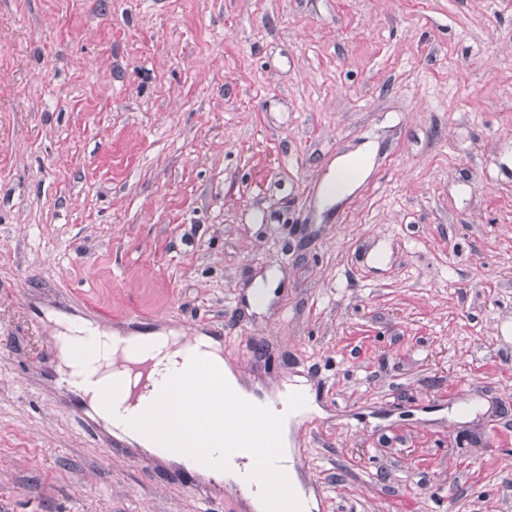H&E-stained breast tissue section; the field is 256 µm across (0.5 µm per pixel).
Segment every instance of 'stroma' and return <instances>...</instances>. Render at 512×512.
Here are the masks:
<instances>
[{
  "mask_svg": "<svg viewBox=\"0 0 512 512\" xmlns=\"http://www.w3.org/2000/svg\"><path fill=\"white\" fill-rule=\"evenodd\" d=\"M62 308L302 380L318 512H512V0H0V512H203L78 423Z\"/></svg>",
  "mask_w": 512,
  "mask_h": 512,
  "instance_id": "1",
  "label": "stroma"
}]
</instances>
